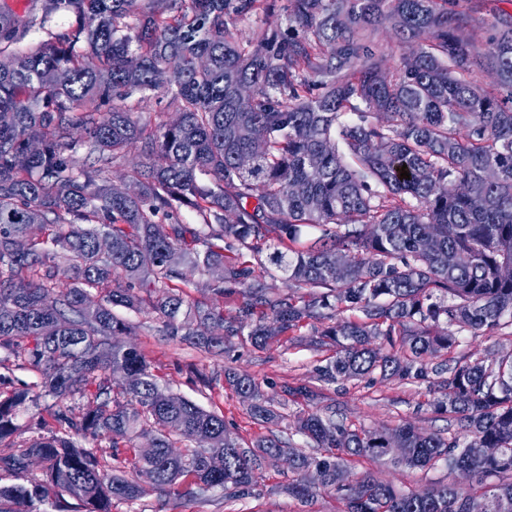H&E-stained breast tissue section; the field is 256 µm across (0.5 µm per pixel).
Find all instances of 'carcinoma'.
<instances>
[{
	"mask_svg": "<svg viewBox=\"0 0 512 512\" xmlns=\"http://www.w3.org/2000/svg\"><path fill=\"white\" fill-rule=\"evenodd\" d=\"M64 3L75 27L25 53L0 47V368L20 359L38 375L0 391V442L42 398L54 421L0 453V472L17 479L0 485V512L53 499L59 508L66 495L85 512H112L114 499L201 498L216 487L238 500L276 453L288 455L286 490L302 503L333 493L345 512H512V351L430 364L455 345V327L490 335L512 324V15L491 23L482 55L466 37L473 17L463 0H288L284 30L249 38L238 23L275 12L276 0ZM386 24L392 41L413 48L389 73L375 42ZM21 27L0 11V44ZM484 61L494 91L477 83ZM160 89L176 118H135L122 105ZM75 129L86 137L74 139ZM138 143L145 162L130 194L109 172ZM183 207L197 226L179 221ZM33 224L54 236L17 252ZM308 228L320 230L317 241L286 246ZM244 249L253 260L224 256ZM186 267L209 276L214 304L174 292ZM273 268L306 293L271 294L264 274ZM116 276L127 287H112ZM241 288L238 315L225 317L217 303ZM145 305L167 335L208 352L244 334L263 349L329 320L317 344L336 353L319 380L434 375L437 406L465 441L307 413L296 428L314 455L274 432L245 443L224 417L160 387L140 350L113 346L129 330L113 308ZM338 309L362 318L336 323ZM377 338L390 350L373 346ZM224 378L255 418L279 425L254 379ZM77 398L87 400L79 411ZM148 432L145 457L133 441ZM88 440L107 441L109 459ZM181 440L195 446L173 453ZM33 456L41 478L26 467ZM360 458L464 469L482 492L454 482L397 489L368 474L345 482Z\"/></svg>",
	"mask_w": 512,
	"mask_h": 512,
	"instance_id": "obj_1",
	"label": "carcinoma"
}]
</instances>
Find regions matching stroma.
Returning a JSON list of instances; mask_svg holds the SVG:
<instances>
[{
  "mask_svg": "<svg viewBox=\"0 0 512 512\" xmlns=\"http://www.w3.org/2000/svg\"><path fill=\"white\" fill-rule=\"evenodd\" d=\"M46 3L47 0H0V8L12 10L18 16L33 14L40 20L39 26L28 29L17 42V49L49 42L52 36L74 25L75 16L67 8L61 6L49 13L45 10ZM118 314L130 323L128 332L121 337L122 342L145 354L160 385L222 415L227 429L245 442L273 432L288 440L292 447L308 448L307 439L294 430L297 415L304 411L369 430L409 424L422 432L446 437L461 432L458 423L437 408L439 394L429 382L384 381L376 375L343 384L318 380L316 367L321 360L332 356L334 350L316 347L314 326L287 333L263 349L240 337L233 339L227 352L209 353L167 336L162 319L150 309L122 308ZM457 336L456 344L449 351L455 358L476 359L492 351L512 350V326L491 335L465 329L458 331ZM228 369L249 375L261 384L283 417L278 427H271L251 415L248 404L225 383L223 375ZM205 376L213 378V386L202 384ZM285 384L307 388L313 394L312 399L283 395L281 387ZM352 471L370 474L379 481L404 489H418L453 479L441 466L427 471L396 469L365 459L354 463ZM290 476L285 460H273L260 471L255 495L246 499L229 502L223 490L214 489L202 498H172L163 504L153 496L129 502L116 500L112 503V512H341V503L331 494L320 495L306 506L289 496L285 487Z\"/></svg>",
  "mask_w": 512,
  "mask_h": 512,
  "instance_id": "stroma-1",
  "label": "stroma"
}]
</instances>
